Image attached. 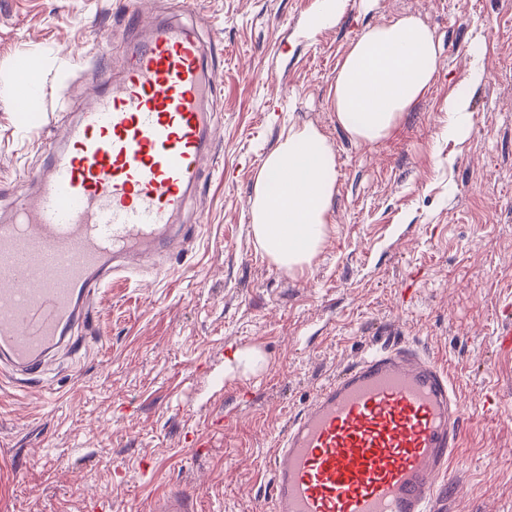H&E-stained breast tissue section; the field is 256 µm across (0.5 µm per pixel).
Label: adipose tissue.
<instances>
[{"label":"adipose tissue","instance_id":"adipose-tissue-1","mask_svg":"<svg viewBox=\"0 0 512 512\" xmlns=\"http://www.w3.org/2000/svg\"><path fill=\"white\" fill-rule=\"evenodd\" d=\"M439 43L420 19L402 16L368 27L351 44L331 87L339 125L356 142L388 137L433 85ZM334 155L312 125L292 126L255 179L254 238L278 267L309 264L327 234Z\"/></svg>","mask_w":512,"mask_h":512}]
</instances>
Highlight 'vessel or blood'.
<instances>
[{
	"mask_svg": "<svg viewBox=\"0 0 512 512\" xmlns=\"http://www.w3.org/2000/svg\"><path fill=\"white\" fill-rule=\"evenodd\" d=\"M214 72L194 33L158 24L130 51L120 81L69 131L13 222L0 224V362L42 380L76 351L92 300L135 257L184 236L181 214L214 132ZM36 85L20 81L23 120ZM470 410L448 374L394 342L323 384L272 451L273 512H443L447 473ZM155 512H195L189 493Z\"/></svg>",
	"mask_w": 512,
	"mask_h": 512,
	"instance_id": "b4317fda",
	"label": "vessel or blood"
}]
</instances>
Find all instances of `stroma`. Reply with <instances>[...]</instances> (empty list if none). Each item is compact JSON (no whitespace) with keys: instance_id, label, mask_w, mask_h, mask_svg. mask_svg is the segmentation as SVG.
Segmentation results:
<instances>
[{"instance_id":"stroma-1","label":"stroma","mask_w":512,"mask_h":512,"mask_svg":"<svg viewBox=\"0 0 512 512\" xmlns=\"http://www.w3.org/2000/svg\"><path fill=\"white\" fill-rule=\"evenodd\" d=\"M316 0H0V223L98 89L123 71L140 13L187 26L217 81L214 160L188 197L192 239L152 284L100 289L91 334L46 383L0 387V512H272L268 457L316 390L398 338L444 368L473 412L448 473L451 512H512V0H349L321 32ZM400 15L441 44L430 90L374 144L337 124L350 45ZM37 70L39 123L15 86ZM483 66L480 84L468 77ZM471 132L448 135L449 95ZM316 126L336 182L310 264L276 267L250 224L256 174L284 127ZM226 428H215L217 419ZM201 434L190 448L185 437ZM155 512H195L193 498L187 492L174 491L156 501Z\"/></svg>"}]
</instances>
